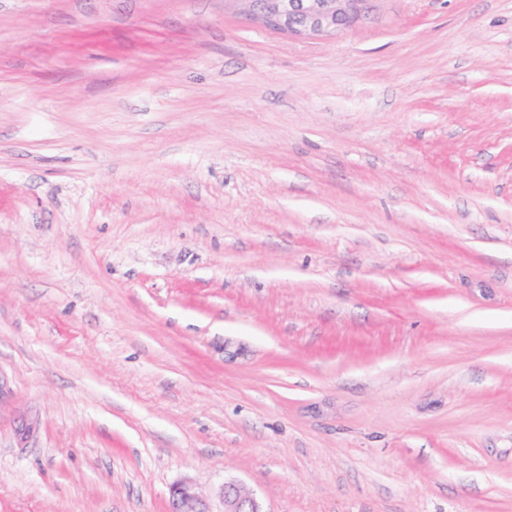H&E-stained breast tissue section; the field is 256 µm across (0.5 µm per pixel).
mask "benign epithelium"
Listing matches in <instances>:
<instances>
[{
  "mask_svg": "<svg viewBox=\"0 0 512 512\" xmlns=\"http://www.w3.org/2000/svg\"><path fill=\"white\" fill-rule=\"evenodd\" d=\"M252 17L270 29L300 38L333 35L372 9L374 0H238ZM37 429L30 415L17 420L15 433L20 442L27 441ZM220 496L224 512H264L256 497L234 482L224 483ZM169 512H212L208 502L194 486L183 482L170 490Z\"/></svg>",
  "mask_w": 512,
  "mask_h": 512,
  "instance_id": "1",
  "label": "benign epithelium"
}]
</instances>
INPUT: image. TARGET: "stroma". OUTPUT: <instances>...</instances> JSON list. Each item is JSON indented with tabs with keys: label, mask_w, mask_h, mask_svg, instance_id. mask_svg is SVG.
Returning a JSON list of instances; mask_svg holds the SVG:
<instances>
[{
	"label": "stroma",
	"mask_w": 512,
	"mask_h": 512,
	"mask_svg": "<svg viewBox=\"0 0 512 512\" xmlns=\"http://www.w3.org/2000/svg\"><path fill=\"white\" fill-rule=\"evenodd\" d=\"M0 376V512H512V0H0ZM270 29L300 38L336 34L372 9L376 0H233ZM169 512H213L208 502L201 497L194 486L183 482L170 490ZM220 496L224 505L221 512H265L256 497L234 482H224Z\"/></svg>",
	"instance_id": "1"
}]
</instances>
